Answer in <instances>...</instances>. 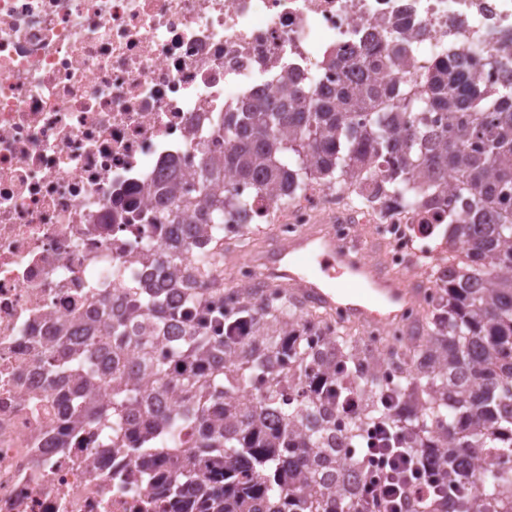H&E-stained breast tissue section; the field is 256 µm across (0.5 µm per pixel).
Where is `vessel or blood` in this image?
Listing matches in <instances>:
<instances>
[{"instance_id":"obj_1","label":"vessel or blood","mask_w":512,"mask_h":512,"mask_svg":"<svg viewBox=\"0 0 512 512\" xmlns=\"http://www.w3.org/2000/svg\"><path fill=\"white\" fill-rule=\"evenodd\" d=\"M257 262L266 276L289 285L298 299L344 307L361 323L395 319L418 293L415 284L396 281L369 263L352 264L344 246L316 228L275 244Z\"/></svg>"}]
</instances>
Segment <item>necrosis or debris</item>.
<instances>
[{
  "label": "necrosis or debris",
  "mask_w": 512,
  "mask_h": 512,
  "mask_svg": "<svg viewBox=\"0 0 512 512\" xmlns=\"http://www.w3.org/2000/svg\"><path fill=\"white\" fill-rule=\"evenodd\" d=\"M384 25L414 43L391 73L412 89L441 49L488 88L512 62V0H0V512H171L126 449L69 434L44 352L111 292L114 267L155 279L136 258L154 230L124 213L128 193L150 206L171 167L191 178L202 157L222 159L225 105L273 92L283 72L335 85L327 52L361 50ZM348 194L313 184L282 208L258 196L251 218L275 219L285 241L324 223L352 261L423 284L396 321L367 323L384 336L432 299L430 216L404 203L353 213ZM108 212L117 221L102 223ZM363 224L378 256L358 245Z\"/></svg>",
  "instance_id": "1"
}]
</instances>
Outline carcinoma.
Here are the masks:
<instances>
[{"mask_svg": "<svg viewBox=\"0 0 512 512\" xmlns=\"http://www.w3.org/2000/svg\"><path fill=\"white\" fill-rule=\"evenodd\" d=\"M402 38L386 27L361 51L329 56L342 68L334 87L287 77L225 107L224 161L191 181L171 169L142 216L155 239L139 258L156 283L116 269L121 304L96 297L82 337L51 351L52 395L73 426L126 445L176 512H362L361 422L439 461V492L418 512H512V80L490 90L445 57L409 99L387 76L412 53ZM434 110L448 122L434 124ZM226 171L237 186L219 194ZM311 179L364 184L383 203L463 201L444 235L448 279L416 334L370 339L343 322L328 335L329 313L288 289L224 282V212L251 205L238 188L275 189L286 203ZM198 239L207 246L195 256ZM381 363L397 376L389 388L375 378ZM103 382L106 405L86 393ZM348 397L365 402L364 419L338 437Z\"/></svg>", "mask_w": 512, "mask_h": 512, "instance_id": "obj_1", "label": "carcinoma"}]
</instances>
